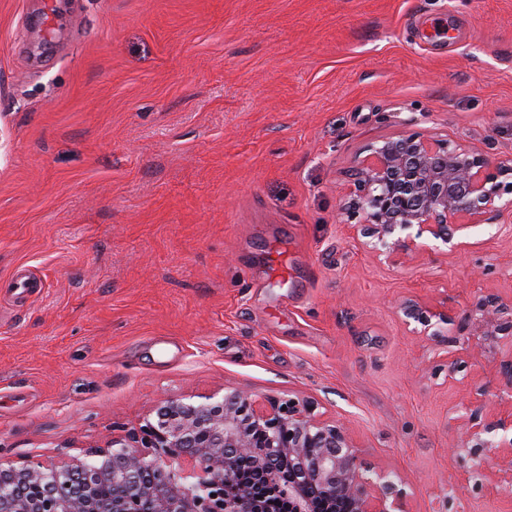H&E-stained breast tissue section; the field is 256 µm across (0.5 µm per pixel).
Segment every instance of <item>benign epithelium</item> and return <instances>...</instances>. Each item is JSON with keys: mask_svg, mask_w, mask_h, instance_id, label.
Here are the masks:
<instances>
[{"mask_svg": "<svg viewBox=\"0 0 512 512\" xmlns=\"http://www.w3.org/2000/svg\"><path fill=\"white\" fill-rule=\"evenodd\" d=\"M354 190L341 208L344 223L393 264L413 259L428 235L445 244L477 224H495L512 212L505 185L474 147L412 132L368 146L353 170ZM414 332L445 335L455 316L445 306L413 299L400 304ZM489 342L512 343V301L481 296L458 320ZM454 455L471 462L474 487L488 480L485 460L496 456L512 476V411L489 420L471 410ZM250 465L254 487L229 497L225 489ZM279 494L294 512H404L403 491L360 458L337 420L315 413L304 399L258 398L236 389L200 402L163 400L153 420L123 430L104 448L71 456L58 467L27 459L0 466V512H266Z\"/></svg>", "mask_w": 512, "mask_h": 512, "instance_id": "obj_1", "label": "benign epithelium"}]
</instances>
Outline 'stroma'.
I'll list each match as a JSON object with an SVG mask.
<instances>
[{
	"label": "stroma",
	"instance_id": "stroma-1",
	"mask_svg": "<svg viewBox=\"0 0 512 512\" xmlns=\"http://www.w3.org/2000/svg\"><path fill=\"white\" fill-rule=\"evenodd\" d=\"M406 132L512 181V0H0V461L235 388L314 401L404 512H512L450 451L465 407L512 409V348L398 311L512 298V213L400 265L340 221ZM400 311L406 321L413 320L421 327L414 328L417 336L437 338L445 336L448 325H454L455 316L448 312V306H428L413 299H406L400 304Z\"/></svg>",
	"mask_w": 512,
	"mask_h": 512
}]
</instances>
